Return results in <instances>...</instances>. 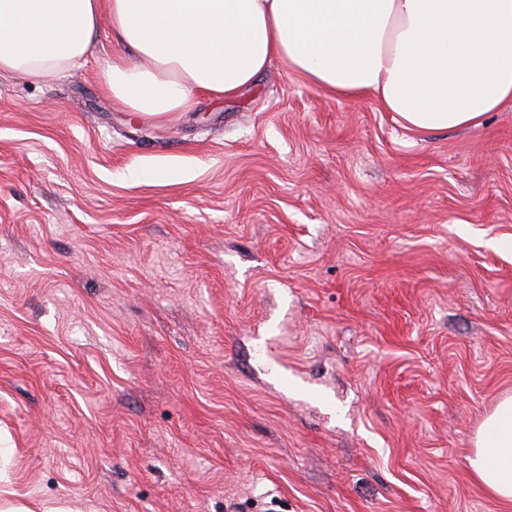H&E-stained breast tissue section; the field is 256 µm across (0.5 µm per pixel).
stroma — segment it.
<instances>
[{"mask_svg": "<svg viewBox=\"0 0 512 512\" xmlns=\"http://www.w3.org/2000/svg\"><path fill=\"white\" fill-rule=\"evenodd\" d=\"M0 75V475L40 512H512V107L416 133L273 67L154 117ZM501 248H492V241ZM469 459L476 479L493 499L512 503V395L500 399L474 437Z\"/></svg>", "mask_w": 512, "mask_h": 512, "instance_id": "35a3bbf8", "label": "stroma"}]
</instances>
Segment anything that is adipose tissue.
Here are the masks:
<instances>
[{"label": "adipose tissue", "mask_w": 512, "mask_h": 512, "mask_svg": "<svg viewBox=\"0 0 512 512\" xmlns=\"http://www.w3.org/2000/svg\"><path fill=\"white\" fill-rule=\"evenodd\" d=\"M105 9L123 49L106 87L145 114L235 97L276 64L336 97L375 98L417 132L512 106V0H0V74L70 69L90 56ZM469 464L512 503V395L478 428Z\"/></svg>", "instance_id": "adipose-tissue-1"}]
</instances>
